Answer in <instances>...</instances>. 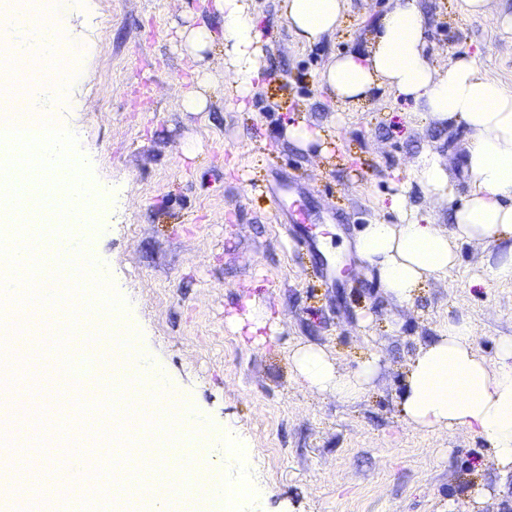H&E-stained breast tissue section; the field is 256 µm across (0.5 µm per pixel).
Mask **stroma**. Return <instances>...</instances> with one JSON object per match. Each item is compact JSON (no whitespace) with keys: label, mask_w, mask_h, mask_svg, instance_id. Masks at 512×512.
Here are the masks:
<instances>
[{"label":"stroma","mask_w":512,"mask_h":512,"mask_svg":"<svg viewBox=\"0 0 512 512\" xmlns=\"http://www.w3.org/2000/svg\"><path fill=\"white\" fill-rule=\"evenodd\" d=\"M396 3L346 0L341 26L308 47L290 33L280 0H249L262 17L266 68L238 110L224 83L223 45L200 62L178 48L185 26L220 32L203 0H52L51 19L66 23L81 74L53 111L78 127L73 166L88 167V183L104 198L73 247L124 299L120 311L159 388L183 399L189 420L232 429L251 448L253 494L244 512H512V475L498 473L478 435L414 429L400 407L409 362L448 319L470 321L491 360L499 339L512 336V283H470L499 259L500 244H461L458 265L427 279L406 304L385 297L375 268L355 252L334 255L361 225L384 218L381 199L423 151L447 162L457 196L469 191L464 125L427 119L382 89L350 108L318 80L333 55L364 50ZM420 4L433 65L466 53L512 90V33L492 16L467 15L462 0ZM199 69L212 82L208 109L183 111L181 93ZM74 98L83 111H72ZM301 119L322 132L327 152L288 142L286 127ZM275 167L307 189L306 207L325 218L307 233L332 254L307 248L291 225L277 222L266 190ZM253 300L276 321L260 345L233 327ZM10 313L37 342L11 376L30 407L65 388L56 362L96 374L99 360L71 349L67 336L44 340L23 302L13 301ZM306 342L330 351L345 373L380 352L366 395L347 404L309 389L290 361L291 349ZM21 424L31 434L26 453H66L69 438L51 417L26 414ZM96 477L103 486L85 497L84 512H139L136 472L117 503L111 467ZM35 498L45 512H72L50 486L12 489L16 512Z\"/></svg>","instance_id":"1"}]
</instances>
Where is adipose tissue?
I'll return each mask as SVG.
<instances>
[{"instance_id":"1","label":"adipose tissue","mask_w":512,"mask_h":512,"mask_svg":"<svg viewBox=\"0 0 512 512\" xmlns=\"http://www.w3.org/2000/svg\"><path fill=\"white\" fill-rule=\"evenodd\" d=\"M344 2L282 0V9L293 36L312 46L339 26ZM211 6L222 20L221 35L206 26L184 28L180 49L200 60L215 39H222L228 83L238 99H247L266 66L260 17L247 0H212ZM426 33L419 0H398L381 18L367 52L332 57L319 75L345 105L358 104L383 87L430 119L456 121L472 134L463 159L470 183L465 198H457L434 152H422L409 172L426 195L447 200L449 229L413 208L403 188L389 198L396 223L375 220L357 232V255L375 266L380 287L397 303L412 301L428 277L456 267L458 246L466 240L504 244L500 259L477 277V284L489 278L512 282V91L484 75L475 57L465 53L449 57L447 67H434L426 57ZM379 361V355L368 354L344 373L320 346L303 343L291 351L293 369L306 386L347 403L367 392ZM401 408L418 429L477 434L491 448L496 468L512 472V337L499 340L491 361L477 350L468 320H449L410 362Z\"/></svg>"}]
</instances>
